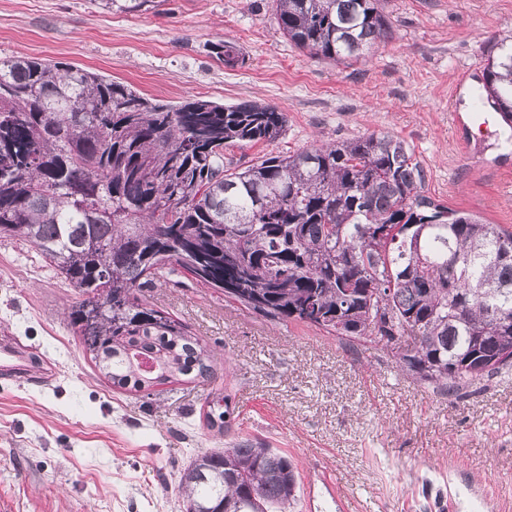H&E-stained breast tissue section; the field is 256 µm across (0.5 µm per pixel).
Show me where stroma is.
I'll return each mask as SVG.
<instances>
[{
    "label": "stroma",
    "mask_w": 512,
    "mask_h": 512,
    "mask_svg": "<svg viewBox=\"0 0 512 512\" xmlns=\"http://www.w3.org/2000/svg\"><path fill=\"white\" fill-rule=\"evenodd\" d=\"M393 35L345 67L305 56L266 0H165L159 13L92 0H0V56L64 61L180 103L259 101L288 114L257 160L365 133L405 140L425 190L512 232V128L474 108L487 46L512 36V0H386ZM246 56L228 68L210 43ZM470 115L455 127L454 114ZM80 299L30 244L0 240V332L33 346L47 387L0 381V512H183L182 470L242 440L326 476L352 512H512V370L445 393L401 372L390 349L296 321L277 324L187 281L146 295L224 357L203 383L159 395L113 388L64 312ZM223 413L222 429L207 412Z\"/></svg>",
    "instance_id": "35a3bbf8"
}]
</instances>
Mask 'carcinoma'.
<instances>
[{"mask_svg":"<svg viewBox=\"0 0 512 512\" xmlns=\"http://www.w3.org/2000/svg\"><path fill=\"white\" fill-rule=\"evenodd\" d=\"M164 0H98L120 13ZM308 57L351 65L392 37L384 0H268ZM230 40L211 44L222 61ZM482 99L512 117V44L486 53ZM258 102L173 105L62 61L0 57V239L32 244L84 299L69 324L112 386L207 379L213 355L142 299L190 277L271 320L396 347L444 392L512 369V233L433 200L404 140L369 133L245 165L228 149L279 139ZM185 512H285L288 457L244 441L180 475Z\"/></svg>","mask_w":512,"mask_h":512,"instance_id":"1","label":"carcinoma"}]
</instances>
